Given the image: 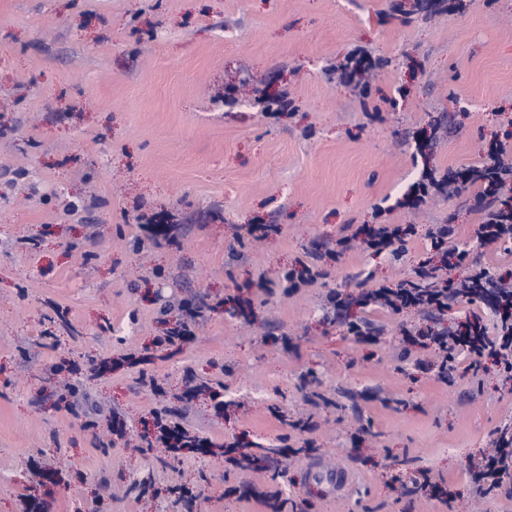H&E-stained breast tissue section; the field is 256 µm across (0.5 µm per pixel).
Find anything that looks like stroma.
<instances>
[{"label": "stroma", "instance_id": "stroma-1", "mask_svg": "<svg viewBox=\"0 0 512 512\" xmlns=\"http://www.w3.org/2000/svg\"><path fill=\"white\" fill-rule=\"evenodd\" d=\"M354 50L365 94L333 71ZM495 142L512 0H0V512H181L185 492L200 512H512V481L482 496L469 475L512 384L488 358L440 380L410 342L470 304L358 302L437 263V224L465 266L512 275L476 239V186L406 202ZM382 221L413 225L400 255L339 252ZM301 262L322 275L289 287ZM182 301L194 339L160 343ZM161 410L209 451L141 443ZM229 443L260 468L225 463ZM315 456L348 470L344 497ZM424 469L448 503L397 491Z\"/></svg>", "mask_w": 512, "mask_h": 512}]
</instances>
